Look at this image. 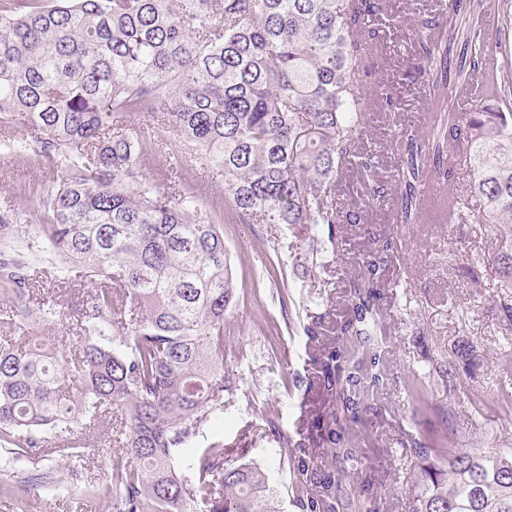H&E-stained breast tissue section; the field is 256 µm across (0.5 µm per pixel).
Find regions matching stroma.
Segmentation results:
<instances>
[{
	"label": "stroma",
	"instance_id": "stroma-1",
	"mask_svg": "<svg viewBox=\"0 0 512 512\" xmlns=\"http://www.w3.org/2000/svg\"><path fill=\"white\" fill-rule=\"evenodd\" d=\"M440 0H391L393 16L405 29L380 19L376 80L388 83L397 99L394 116L372 101L362 147L376 155L378 179L393 185L402 143L401 130L425 131L432 110L422 82L404 74L417 53L411 25ZM179 154L189 183L206 213L223 218L224 242L237 281V293L224 319V410L192 442L205 448L221 442L236 446L250 437L248 456L269 478L280 512H300L294 500L293 475L281 457V441L309 438L308 418L322 406L314 377L315 350L304 328L320 317L326 337H333L344 312V289L368 240L344 234L330 269L302 270L295 257L307 241L295 239L282 224H245L224 200V180L196 163L178 138L155 154L144 179L160 188L170 185L169 158ZM57 178V170L32 153L0 148V209H25L27 228L37 231L44 213L37 202L40 185ZM342 205L355 208L374 233L393 236L400 259L385 275L388 302L386 334L380 346L387 379L365 415L360 446L373 467L378 490L394 507L404 504L415 471L407 449L413 440L431 444L448 437L457 448H512V335H502L501 307L512 289L502 287L491 255L505 231L486 224H397L391 200L372 199L363 176L349 171L339 191ZM488 255L486 265L469 270L470 257ZM448 351L457 378L444 397L443 412L421 411L409 392L413 379L427 376L434 345ZM62 439L46 436L34 473L54 472L66 486L55 494L18 485L0 493L8 512H112L107 503H90L79 489L85 483L110 482L113 466L123 458L104 451L86 459L77 475H68Z\"/></svg>",
	"mask_w": 512,
	"mask_h": 512
}]
</instances>
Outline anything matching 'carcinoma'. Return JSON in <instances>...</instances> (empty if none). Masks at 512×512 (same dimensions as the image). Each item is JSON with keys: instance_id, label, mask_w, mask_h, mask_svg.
<instances>
[{"instance_id": "carcinoma-1", "label": "carcinoma", "mask_w": 512, "mask_h": 512, "mask_svg": "<svg viewBox=\"0 0 512 512\" xmlns=\"http://www.w3.org/2000/svg\"><path fill=\"white\" fill-rule=\"evenodd\" d=\"M386 0H0V143L56 164L60 178L38 205L46 223L23 229L24 211L0 210V287L9 310L0 324L26 332L0 341V454L9 479L29 478L46 435L66 441L76 472L102 444L81 426H108L127 458L105 485L83 495L114 512H280L268 476L246 454L217 443L183 467L175 455L221 409L224 317L235 284L224 225L202 214L187 191L137 180L144 162L175 133L197 159L224 175V194L245 224L312 230L296 259L328 267L337 225L371 244L345 289V317L314 356L324 410L313 416L311 445L283 442L302 512H388L374 469L362 463L349 424L362 420L383 382L380 283L397 245L374 234L359 212L338 205L349 170L370 178L376 156L360 148L369 92L395 108L391 87L371 83L368 51ZM497 18L463 40L433 38L436 17L418 20L419 57L406 74L425 75L433 124L406 135L393 190L399 224H420L428 186L460 192L455 223L512 225V0H448L449 13ZM493 50L501 67L489 92L467 112L457 100ZM147 117L126 131L131 115ZM30 129L13 138L11 124ZM466 156L473 180L456 188L450 159ZM496 257L501 287L512 288V237ZM43 259L87 285L74 320V348L46 347L29 319L61 315V292L34 301V264ZM428 383L411 391L446 393L455 372L448 351L429 357ZM409 512H512V448L434 447L415 440ZM351 479L357 495L342 496ZM195 484L202 494L195 496Z\"/></svg>"}]
</instances>
